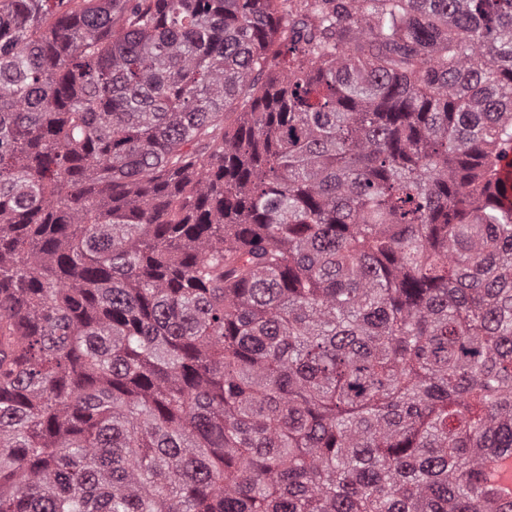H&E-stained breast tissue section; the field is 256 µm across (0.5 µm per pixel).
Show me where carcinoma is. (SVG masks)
I'll return each instance as SVG.
<instances>
[{
  "label": "carcinoma",
  "instance_id": "carcinoma-1",
  "mask_svg": "<svg viewBox=\"0 0 512 512\" xmlns=\"http://www.w3.org/2000/svg\"><path fill=\"white\" fill-rule=\"evenodd\" d=\"M512 0H0V512H512Z\"/></svg>",
  "mask_w": 512,
  "mask_h": 512
}]
</instances>
